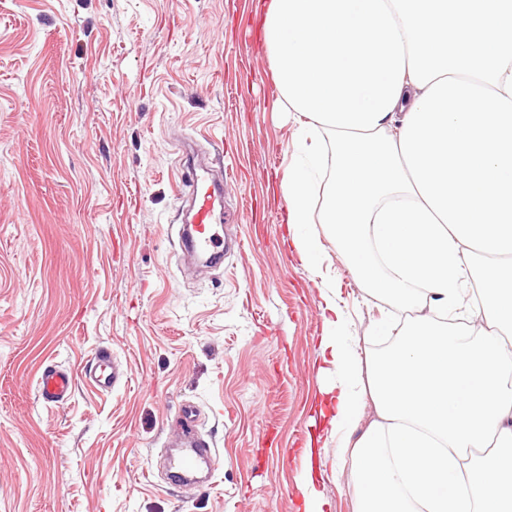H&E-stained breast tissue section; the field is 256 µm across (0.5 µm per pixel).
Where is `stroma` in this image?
<instances>
[{"instance_id": "35a3bbf8", "label": "stroma", "mask_w": 512, "mask_h": 512, "mask_svg": "<svg viewBox=\"0 0 512 512\" xmlns=\"http://www.w3.org/2000/svg\"><path fill=\"white\" fill-rule=\"evenodd\" d=\"M268 0H0V512H303L306 466L328 512H354L319 416L322 280L358 361L383 319L324 225L316 266L290 246L282 184L298 124L260 37ZM233 177L241 250L200 276L178 244L182 145ZM110 350L124 381L81 369ZM76 371L39 400L41 371ZM194 407L219 460L166 475ZM315 439L313 458L302 455Z\"/></svg>"}]
</instances>
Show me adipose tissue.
<instances>
[{"label": "adipose tissue", "mask_w": 512, "mask_h": 512, "mask_svg": "<svg viewBox=\"0 0 512 512\" xmlns=\"http://www.w3.org/2000/svg\"><path fill=\"white\" fill-rule=\"evenodd\" d=\"M263 41L303 116L292 248L319 252L302 228L322 130V223L368 290L417 311L363 366L337 288L321 292L338 380L320 414L356 512H512V0H270Z\"/></svg>", "instance_id": "obj_1"}]
</instances>
